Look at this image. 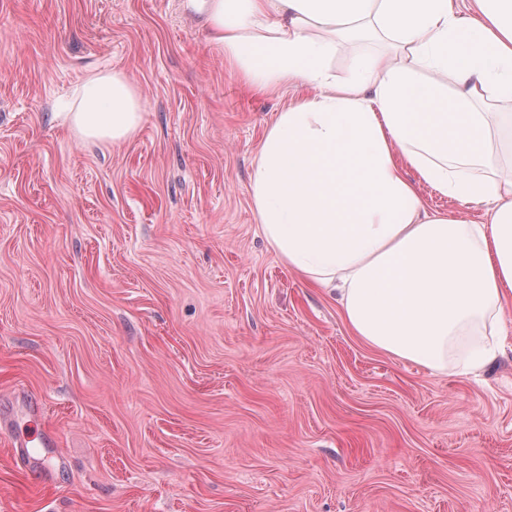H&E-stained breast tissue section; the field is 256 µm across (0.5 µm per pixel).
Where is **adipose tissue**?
<instances>
[{"mask_svg":"<svg viewBox=\"0 0 512 512\" xmlns=\"http://www.w3.org/2000/svg\"><path fill=\"white\" fill-rule=\"evenodd\" d=\"M185 0L210 40L259 87L310 96L278 114L260 145L252 198L289 269L335 293L372 349L467 374L512 339V0ZM365 24L386 50L332 65L338 37ZM85 140L137 132L140 99L104 71L68 116ZM441 195L487 203L488 223L428 211L408 172Z\"/></svg>","mask_w":512,"mask_h":512,"instance_id":"1","label":"adipose tissue"}]
</instances>
